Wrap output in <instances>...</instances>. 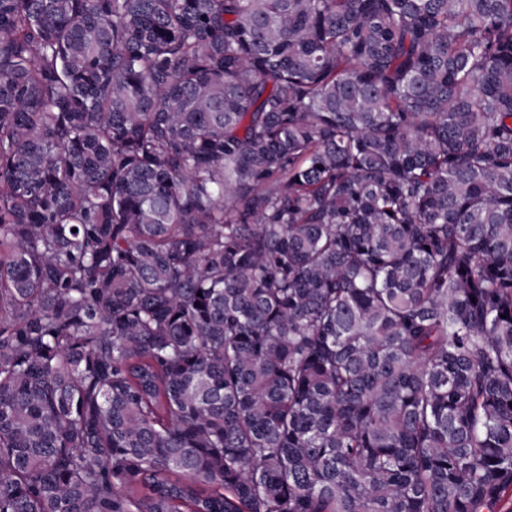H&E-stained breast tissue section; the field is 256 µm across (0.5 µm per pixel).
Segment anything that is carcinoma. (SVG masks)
Masks as SVG:
<instances>
[{
    "label": "carcinoma",
    "instance_id": "cac0c4a2",
    "mask_svg": "<svg viewBox=\"0 0 512 512\" xmlns=\"http://www.w3.org/2000/svg\"><path fill=\"white\" fill-rule=\"evenodd\" d=\"M512 0H0V512H501Z\"/></svg>",
    "mask_w": 512,
    "mask_h": 512
}]
</instances>
